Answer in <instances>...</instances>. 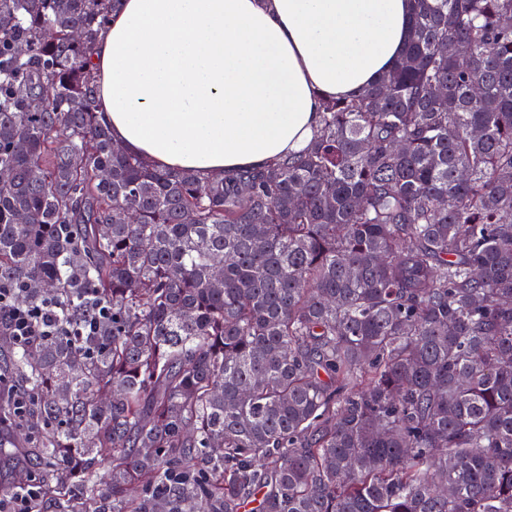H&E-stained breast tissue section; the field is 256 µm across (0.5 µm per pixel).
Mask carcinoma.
Wrapping results in <instances>:
<instances>
[{"label": "carcinoma", "mask_w": 512, "mask_h": 512, "mask_svg": "<svg viewBox=\"0 0 512 512\" xmlns=\"http://www.w3.org/2000/svg\"><path fill=\"white\" fill-rule=\"evenodd\" d=\"M119 3L0 0V286L64 322L0 330L25 512H512V0H413L306 153L207 180L99 120Z\"/></svg>", "instance_id": "1"}]
</instances>
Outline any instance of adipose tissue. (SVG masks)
Returning a JSON list of instances; mask_svg holds the SVG:
<instances>
[{"instance_id":"ef3b65f1","label":"adipose tissue","mask_w":512,"mask_h":512,"mask_svg":"<svg viewBox=\"0 0 512 512\" xmlns=\"http://www.w3.org/2000/svg\"><path fill=\"white\" fill-rule=\"evenodd\" d=\"M412 0H123L97 44L101 119L159 170L262 167L310 143L324 98L395 64Z\"/></svg>"}]
</instances>
